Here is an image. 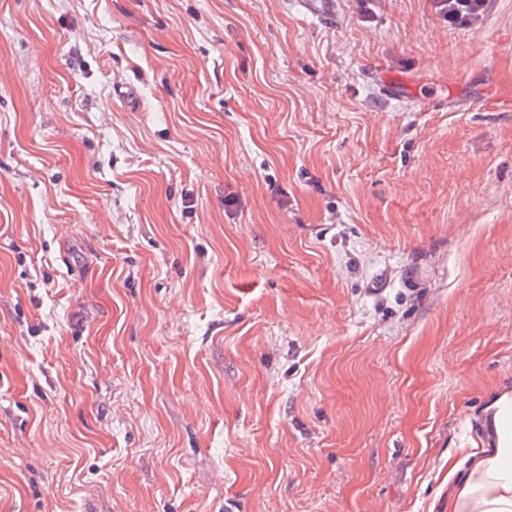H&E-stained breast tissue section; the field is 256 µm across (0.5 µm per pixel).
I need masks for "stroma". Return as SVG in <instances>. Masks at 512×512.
<instances>
[{"instance_id": "1", "label": "stroma", "mask_w": 512, "mask_h": 512, "mask_svg": "<svg viewBox=\"0 0 512 512\" xmlns=\"http://www.w3.org/2000/svg\"><path fill=\"white\" fill-rule=\"evenodd\" d=\"M511 389L512 0H0V512H448ZM448 21L455 25L469 24L484 10L485 0H442Z\"/></svg>"}]
</instances>
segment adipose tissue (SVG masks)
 Masks as SVG:
<instances>
[{"instance_id": "obj_1", "label": "adipose tissue", "mask_w": 512, "mask_h": 512, "mask_svg": "<svg viewBox=\"0 0 512 512\" xmlns=\"http://www.w3.org/2000/svg\"><path fill=\"white\" fill-rule=\"evenodd\" d=\"M496 445L466 448L448 462V512H512V393L483 407Z\"/></svg>"}]
</instances>
